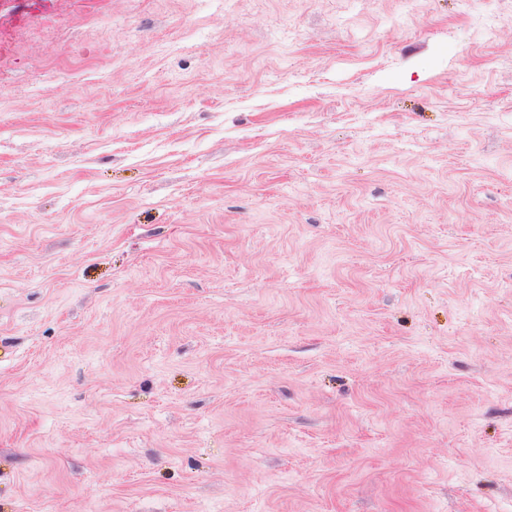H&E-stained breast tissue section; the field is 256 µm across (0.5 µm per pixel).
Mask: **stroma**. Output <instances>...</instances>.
Wrapping results in <instances>:
<instances>
[{
	"instance_id": "stroma-1",
	"label": "stroma",
	"mask_w": 512,
	"mask_h": 512,
	"mask_svg": "<svg viewBox=\"0 0 512 512\" xmlns=\"http://www.w3.org/2000/svg\"><path fill=\"white\" fill-rule=\"evenodd\" d=\"M0 512H512V0H0Z\"/></svg>"
}]
</instances>
